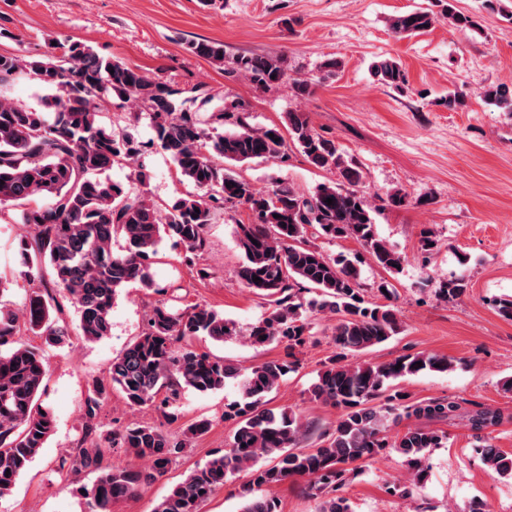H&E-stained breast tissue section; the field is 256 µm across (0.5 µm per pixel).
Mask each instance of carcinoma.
Here are the masks:
<instances>
[{"mask_svg":"<svg viewBox=\"0 0 512 512\" xmlns=\"http://www.w3.org/2000/svg\"><path fill=\"white\" fill-rule=\"evenodd\" d=\"M443 17L455 28H470V16L446 5ZM439 17L429 9L396 15L391 32L411 37L428 31ZM190 50L224 63V46L195 41ZM233 69L260 88L285 81L281 60L270 55H235ZM382 83L397 90L407 83L400 64L386 58L375 64ZM28 77L50 89L51 115L21 104L0 101V205L19 210V223L34 228L31 239L18 241L28 280L49 276L78 313V330L88 342L111 333L110 311L119 291L129 283L151 290L150 260L163 237L183 245L188 260L205 246V229L224 205H242L252 214L248 224H235L244 260L239 277L245 287L266 300L269 314L253 324L249 341L265 346L288 342L283 358L239 369L223 359L198 352L189 341L206 336L217 343L237 335L236 324L224 313L195 304L176 311L153 307L147 327L112 361L107 380L93 381L83 409L80 464L95 474L83 487L85 512H111L112 503L136 495L161 476L190 440L208 432L211 423L187 425L175 440L161 428L132 424L112 430L104 442L96 438L95 420L110 391H120L130 406L158 404L170 422L179 419L183 391L213 392L235 384L238 399L224 409L234 424L224 453L209 459L157 503L153 512H201V506L228 480L245 473L242 512H281L279 500L265 494L269 487L293 477L306 478L307 495L319 501V512H350L347 500L334 496L350 466L368 463L388 448L404 459L411 481L423 484L430 451L442 446L445 433L427 427L408 428L393 442L383 433L401 419L446 422L460 406L444 399L412 400L398 381L423 371L448 372L455 364L430 352L405 354L387 362L351 360L400 333L393 305L394 286L377 287L383 303L364 299L360 272L344 255L324 254L310 244L307 228L329 240L352 238L388 273L400 271L404 256L381 237L375 209L361 190V174L336 143L319 133L301 112L287 113L288 135L308 162L318 169H337L345 183H322L306 196L282 181L260 193L232 167L254 160L288 159L278 127L253 128L234 105L206 114L198 96L180 91L160 77L99 55L76 41H58L44 55L0 54V82ZM118 98L146 114L155 132L150 145L168 154L179 175L196 192L178 197L170 206L152 201L144 187L149 174L137 164L138 145L123 130L103 124L100 110ZM487 102L512 112V90L504 85L484 92ZM229 125L213 135L212 124ZM134 168L132 183L103 180L98 174L112 165ZM333 199L329 204L326 199ZM121 236L125 249L112 250ZM258 280H253V277ZM386 292H381V289ZM468 288L465 278L435 290L451 302ZM0 287V498L10 494L55 429L52 413L39 403L48 363L38 347L16 341L21 329L44 337L49 346L66 341L68 331L54 316L48 288L30 295L23 310L3 300ZM338 315L334 341L338 352L322 364L310 390L311 399L338 411L330 438L314 448L304 446L311 425L294 412L265 407L281 380L298 371L295 350L311 339V317ZM503 413L486 407L469 415L480 434L501 424ZM111 448H124L148 465L102 466ZM487 472L512 477V453L484 438L478 448Z\"/></svg>","mask_w":512,"mask_h":512,"instance_id":"1","label":"carcinoma"}]
</instances>
